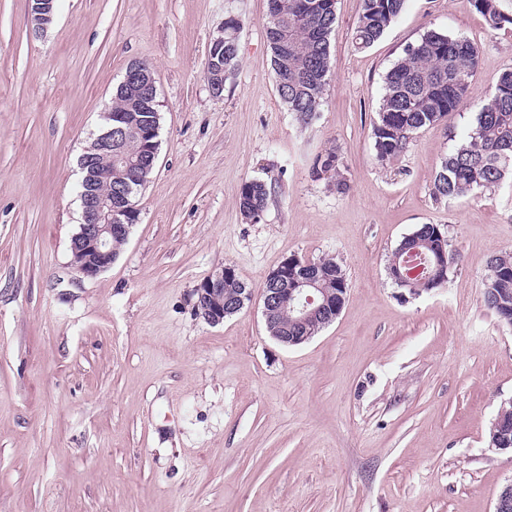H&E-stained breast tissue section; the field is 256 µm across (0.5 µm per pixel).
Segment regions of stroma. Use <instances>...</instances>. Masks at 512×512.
<instances>
[{
  "mask_svg": "<svg viewBox=\"0 0 512 512\" xmlns=\"http://www.w3.org/2000/svg\"><path fill=\"white\" fill-rule=\"evenodd\" d=\"M30 8L0 0V512H494L512 481V450L487 440L512 400V327L484 283L512 252V182L432 188L512 67V28L489 32L469 0H406L360 50V0H336L327 91L303 126L276 90L268 0H57L40 34ZM229 15L239 62L216 96L208 46ZM430 29L478 46L473 103L379 163L384 77ZM134 61L156 78L160 148L128 242L87 279L70 251L78 160ZM329 150L346 191L313 172ZM252 179L274 187L255 222L238 207ZM421 224L457 265L415 296L387 264ZM291 256L335 259L348 290L286 347L262 287ZM225 266L252 298L213 326L193 290Z\"/></svg>",
  "mask_w": 512,
  "mask_h": 512,
  "instance_id": "obj_1",
  "label": "stroma"
}]
</instances>
